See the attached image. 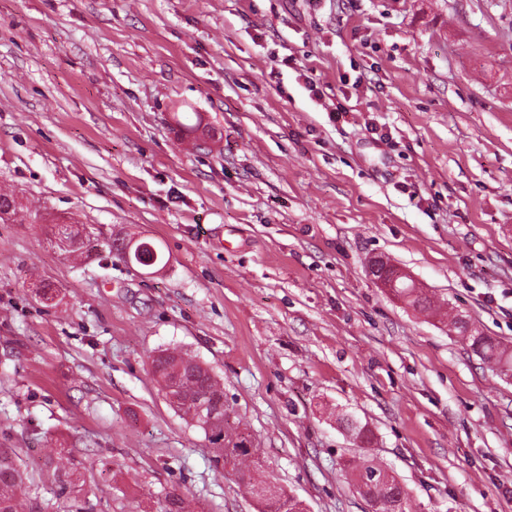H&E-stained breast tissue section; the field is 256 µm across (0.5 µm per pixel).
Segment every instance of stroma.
Wrapping results in <instances>:
<instances>
[{
    "instance_id": "stroma-1",
    "label": "stroma",
    "mask_w": 512,
    "mask_h": 512,
    "mask_svg": "<svg viewBox=\"0 0 512 512\" xmlns=\"http://www.w3.org/2000/svg\"><path fill=\"white\" fill-rule=\"evenodd\" d=\"M1 189L35 218L0 222L26 512H256L155 382L173 347L308 512H369L361 451L413 512H512V382L367 272L512 345V0H0ZM63 220L165 263L69 257Z\"/></svg>"
}]
</instances>
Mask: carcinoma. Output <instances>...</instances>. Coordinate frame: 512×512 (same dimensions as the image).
<instances>
[{
    "instance_id": "carcinoma-1",
    "label": "carcinoma",
    "mask_w": 512,
    "mask_h": 512,
    "mask_svg": "<svg viewBox=\"0 0 512 512\" xmlns=\"http://www.w3.org/2000/svg\"><path fill=\"white\" fill-rule=\"evenodd\" d=\"M0 220L23 222L24 206L18 197L0 193ZM58 239L65 244L69 253H87L103 248L110 254L142 264L139 249L144 240L132 241L124 238L109 239L107 242L91 243L81 235L72 233L63 224L57 230ZM390 291L405 300L414 309L440 317L449 330L458 334L463 343L490 368L502 375L512 373V349L504 347L491 336L473 330L467 316L452 309H446L434 301L429 293L410 277L397 279L390 285ZM152 370L165 396L171 404L202 431H207L198 412V401L206 397L219 403L224 400V387L193 357L177 350H163L152 359ZM343 427L353 441L362 446L370 441L371 430L367 425L353 419L343 420ZM225 467L215 470L219 477L231 475L243 484L250 494L261 488L268 496L260 500L258 512H306L303 502L284 487L270 481L259 457L248 448L225 449ZM347 473L353 486L364 497L371 512H410L409 498L397 478L379 461L368 455L353 457L348 461ZM22 483V475L11 460L10 453L0 448V512H21V503L16 488ZM167 507L158 512H189L186 500L170 491L164 494Z\"/></svg>"
}]
</instances>
